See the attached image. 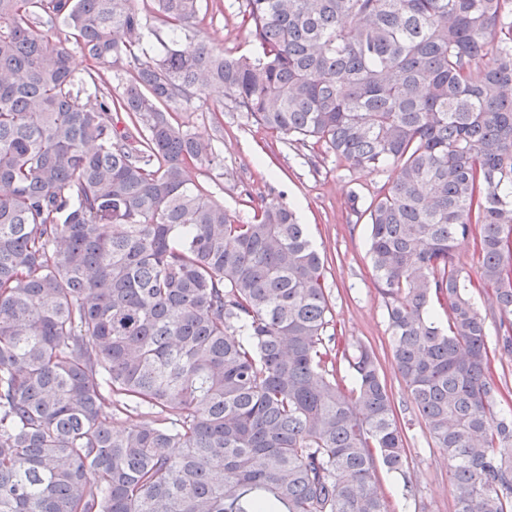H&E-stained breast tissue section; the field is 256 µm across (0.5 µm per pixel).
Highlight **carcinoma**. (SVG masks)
<instances>
[{
	"instance_id": "carcinoma-1",
	"label": "carcinoma",
	"mask_w": 512,
	"mask_h": 512,
	"mask_svg": "<svg viewBox=\"0 0 512 512\" xmlns=\"http://www.w3.org/2000/svg\"><path fill=\"white\" fill-rule=\"evenodd\" d=\"M154 2L173 46L142 63L135 0H0V512H390L376 469L404 473L403 427L372 350L336 378L309 227L267 199L244 223L189 178L214 152L173 106L213 93L393 172L366 215L394 365L455 512H512V410L471 298L512 351V0H243L240 56L200 35L199 0ZM49 36L54 42L63 44L71 51L76 70L78 72H82L85 66V60L81 55L79 48L74 43L70 29L62 23H59L55 29L49 32ZM455 264L463 274L476 277L478 270V256L472 242L461 243L455 251ZM472 299L480 314L486 317L485 325L488 333V344L493 349L497 340L498 321L490 315L493 306L492 297L490 294L474 292Z\"/></svg>"
}]
</instances>
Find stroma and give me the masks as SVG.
Wrapping results in <instances>:
<instances>
[{
	"label": "stroma",
	"mask_w": 512,
	"mask_h": 512,
	"mask_svg": "<svg viewBox=\"0 0 512 512\" xmlns=\"http://www.w3.org/2000/svg\"><path fill=\"white\" fill-rule=\"evenodd\" d=\"M199 28L231 55L254 50L237 0H202ZM184 130L209 140L219 164L194 163L190 176L218 204L247 219L260 198H283L310 228L325 256L326 292L331 314L329 333L349 348L371 347L387 384L395 413L405 425L404 474L378 467L376 482L393 512H454L450 464L434 448L407 396L390 352L387 313L376 289L369 249L370 228L357 217L380 193L389 177L371 170H353L330 152L315 151L271 134L220 99L192 104L176 112ZM358 204H351V195Z\"/></svg>",
	"instance_id": "35a3bbf8"
}]
</instances>
